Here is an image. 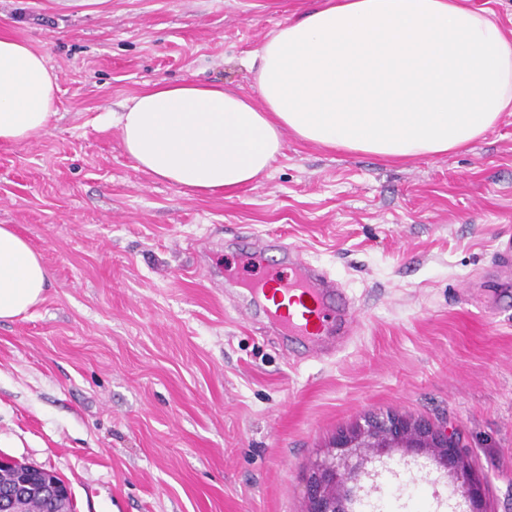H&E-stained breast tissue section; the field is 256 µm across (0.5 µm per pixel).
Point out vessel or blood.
<instances>
[{
  "label": "vessel or blood",
  "instance_id": "obj_1",
  "mask_svg": "<svg viewBox=\"0 0 512 512\" xmlns=\"http://www.w3.org/2000/svg\"><path fill=\"white\" fill-rule=\"evenodd\" d=\"M289 279L275 276L252 283L255 297L267 299L268 313L280 326L304 336L311 349H318L320 336L330 323H337L344 332H352L358 318L344 298L331 275L312 266L298 253H285Z\"/></svg>",
  "mask_w": 512,
  "mask_h": 512
}]
</instances>
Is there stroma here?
Wrapping results in <instances>:
<instances>
[{
	"mask_svg": "<svg viewBox=\"0 0 512 512\" xmlns=\"http://www.w3.org/2000/svg\"><path fill=\"white\" fill-rule=\"evenodd\" d=\"M314 0H0V33L58 77L46 137L0 144V225L51 271L0 322V455L76 512H306L341 430L395 413L458 432L486 512H512V112L467 148L389 162L284 134L266 175L190 194L135 167L108 118L149 81L253 91L243 63ZM326 269L359 326L279 336L239 286V238ZM371 512H466L427 459L365 481Z\"/></svg>",
	"mask_w": 512,
	"mask_h": 512,
	"instance_id": "35a3bbf8",
	"label": "stroma"
}]
</instances>
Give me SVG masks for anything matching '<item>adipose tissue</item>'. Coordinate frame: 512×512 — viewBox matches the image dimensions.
<instances>
[{"label": "adipose tissue", "mask_w": 512, "mask_h": 512, "mask_svg": "<svg viewBox=\"0 0 512 512\" xmlns=\"http://www.w3.org/2000/svg\"><path fill=\"white\" fill-rule=\"evenodd\" d=\"M254 95L160 79L112 120L138 170L195 194L258 180L283 133L405 161L465 148L512 112V36L470 0H319L249 52ZM57 76L0 36V143L49 134ZM50 272L0 225V320L44 298Z\"/></svg>", "instance_id": "1"}]
</instances>
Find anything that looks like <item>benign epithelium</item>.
Instances as JSON below:
<instances>
[{
	"instance_id": "benign-epithelium-1",
	"label": "benign epithelium",
	"mask_w": 512,
	"mask_h": 512,
	"mask_svg": "<svg viewBox=\"0 0 512 512\" xmlns=\"http://www.w3.org/2000/svg\"><path fill=\"white\" fill-rule=\"evenodd\" d=\"M399 452L404 456H429L453 482L456 491L469 502V512H485L483 508L485 478L473 471L469 454L456 431L426 421L388 414L368 415L339 433L324 456L310 467L306 480V512H354L362 478L368 476V465L376 459ZM46 492L57 501L71 497L67 484L52 479L49 470ZM23 483H18L0 501V512H22Z\"/></svg>"
}]
</instances>
